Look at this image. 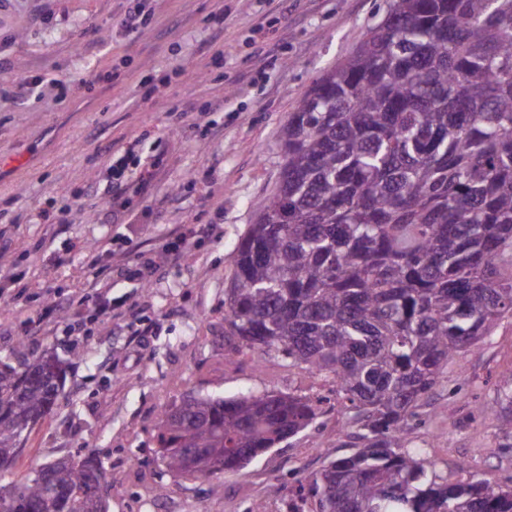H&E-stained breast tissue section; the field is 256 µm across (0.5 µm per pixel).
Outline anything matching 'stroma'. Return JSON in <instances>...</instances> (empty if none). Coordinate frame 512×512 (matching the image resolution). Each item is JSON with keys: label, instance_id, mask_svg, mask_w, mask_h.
Returning a JSON list of instances; mask_svg holds the SVG:
<instances>
[{"label": "stroma", "instance_id": "1", "mask_svg": "<svg viewBox=\"0 0 512 512\" xmlns=\"http://www.w3.org/2000/svg\"><path fill=\"white\" fill-rule=\"evenodd\" d=\"M389 0H146L145 33L120 21L128 0H0V154L30 151V163L0 178V256L26 275L19 298L0 299V361L53 350L67 378L62 396L23 445L9 487L35 465L94 453L111 468L109 512H318L304 487L353 448L332 379L279 361L255 367L224 324V290L235 247L254 205L279 178L278 135L313 80L358 45ZM224 12L221 35L210 18ZM281 17L266 36L256 26ZM44 87L9 97L22 75ZM64 84L55 97L49 80ZM135 159L159 158L152 190L128 205L107 201L109 146ZM70 208L71 223L54 221ZM210 224L177 262L141 286L118 272L149 257L184 225ZM54 238L67 264L48 266L38 246ZM99 250L111 315L70 308ZM58 328L22 336L24 322L49 303ZM81 321L84 332L66 326ZM512 369V319L459 352L446 381L424 400L410 447L451 482L493 476L512 482V448L498 421L475 402L495 403ZM317 394L318 419L245 467L210 480L169 472L152 440L162 411L188 399L241 394Z\"/></svg>", "mask_w": 512, "mask_h": 512}]
</instances>
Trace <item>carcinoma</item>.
Listing matches in <instances>:
<instances>
[{
    "label": "carcinoma",
    "mask_w": 512,
    "mask_h": 512,
    "mask_svg": "<svg viewBox=\"0 0 512 512\" xmlns=\"http://www.w3.org/2000/svg\"><path fill=\"white\" fill-rule=\"evenodd\" d=\"M274 194L239 240L224 323L261 363L336 379L358 427L355 452L310 484L319 512H512V489L450 483L407 450L411 421L461 351L512 318V0H389L385 18L317 77L279 132ZM65 386L45 351L0 362V457ZM319 397L194 398L155 435L168 470L201 478L187 454L232 472L310 426ZM491 417L508 415L512 371ZM112 472L91 457L30 468L0 512H107Z\"/></svg>",
    "instance_id": "cac0c4a2"
}]
</instances>
